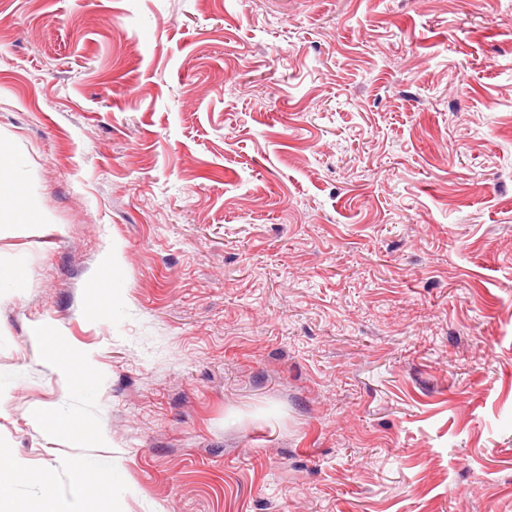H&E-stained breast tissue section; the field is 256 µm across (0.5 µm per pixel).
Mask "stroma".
Returning <instances> with one entry per match:
<instances>
[{
  "label": "stroma",
  "mask_w": 512,
  "mask_h": 512,
  "mask_svg": "<svg viewBox=\"0 0 512 512\" xmlns=\"http://www.w3.org/2000/svg\"><path fill=\"white\" fill-rule=\"evenodd\" d=\"M0 148L23 465L49 325L122 512H512V0H0ZM0 207L9 209L5 218L0 215V237L8 235L18 229L21 223H30V217L36 212V205L28 193L15 184H6L0 180Z\"/></svg>",
  "instance_id": "stroma-1"
}]
</instances>
